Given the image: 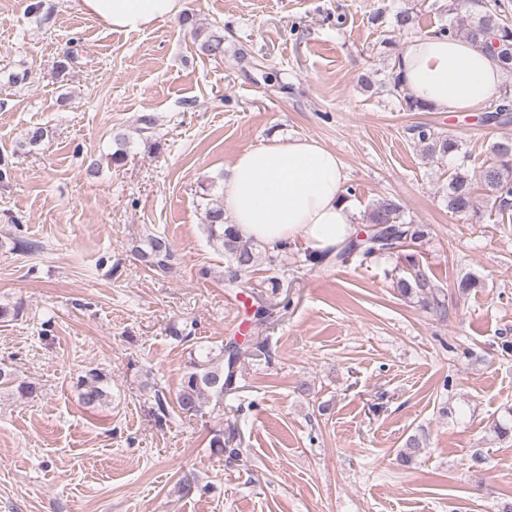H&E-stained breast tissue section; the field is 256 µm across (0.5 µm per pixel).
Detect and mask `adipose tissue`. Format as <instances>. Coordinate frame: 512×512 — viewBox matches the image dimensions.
<instances>
[{
  "mask_svg": "<svg viewBox=\"0 0 512 512\" xmlns=\"http://www.w3.org/2000/svg\"><path fill=\"white\" fill-rule=\"evenodd\" d=\"M115 30L141 31L179 15L183 0H80ZM396 72L403 91L437 112H474L495 100L505 74L479 44L461 38L412 39ZM334 151L310 138H275L243 149L224 181V214L240 235L278 252L301 242L324 260L355 234L359 211L344 189Z\"/></svg>",
  "mask_w": 512,
  "mask_h": 512,
  "instance_id": "1",
  "label": "adipose tissue"
}]
</instances>
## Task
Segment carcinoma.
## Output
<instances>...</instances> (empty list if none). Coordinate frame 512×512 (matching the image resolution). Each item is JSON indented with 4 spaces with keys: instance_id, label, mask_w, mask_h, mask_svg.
I'll use <instances>...</instances> for the list:
<instances>
[{
    "instance_id": "obj_1",
    "label": "carcinoma",
    "mask_w": 512,
    "mask_h": 512,
    "mask_svg": "<svg viewBox=\"0 0 512 512\" xmlns=\"http://www.w3.org/2000/svg\"><path fill=\"white\" fill-rule=\"evenodd\" d=\"M448 24L433 32L435 36L469 39L489 52L503 71L512 74V24L500 18L499 0H448ZM195 40L199 41L202 53L213 58L224 57V35L192 28ZM387 87L406 112H431L427 103L403 93L396 75L387 76ZM485 121L499 126L512 122V97L499 95L485 115ZM413 139L427 159H444L461 151L456 137L436 130L433 126L420 123L410 128ZM480 183L486 192V202L502 211L512 208V136H505L493 143L492 159L482 167ZM448 211L453 214L479 218L474 187L462 167L448 179ZM404 207L392 197H381L371 206L367 216L365 237H352L336 254L335 260L346 262L352 254L365 259L400 252L403 248L416 245L426 236L419 224H412L403 218ZM205 229L213 245L228 255V267H242L247 272L257 262L252 243L243 239L234 227L224 223V204L209 202L205 205ZM151 252L139 251V257L152 267L164 269L172 257L171 245L166 238L155 237L150 241ZM409 275L396 280L395 288L400 296L416 301L433 316L443 319L447 306L440 290L412 254L404 255ZM232 344H226L217 351L210 350L202 359L192 363L184 373L176 402L185 414L203 413L204 407L213 402L224 404V394L233 389L236 378L238 355L231 351ZM105 375L97 369H88L78 376V386L83 389V404L95 408L106 402L104 389ZM14 389L24 398L38 396L40 387L32 382H16L10 371L0 367V388ZM424 440L414 434L409 436L404 449L399 451V460L408 465L423 448Z\"/></svg>"
}]
</instances>
